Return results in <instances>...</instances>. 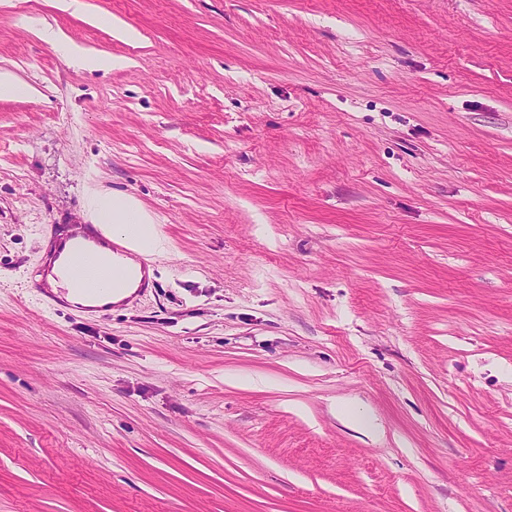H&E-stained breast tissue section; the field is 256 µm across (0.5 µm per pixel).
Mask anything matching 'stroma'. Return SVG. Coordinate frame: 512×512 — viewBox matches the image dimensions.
<instances>
[{"label": "stroma", "instance_id": "35a3bbf8", "mask_svg": "<svg viewBox=\"0 0 512 512\" xmlns=\"http://www.w3.org/2000/svg\"><path fill=\"white\" fill-rule=\"evenodd\" d=\"M1 71L0 512H512V0H0ZM112 193L152 288L45 301ZM91 220L105 241L114 242L126 252L124 261L138 271L137 278L126 288H136L144 275L148 280L154 277L151 267L141 271L138 258L160 253L163 237L153 215L138 200L126 194L99 196L93 205Z\"/></svg>", "mask_w": 512, "mask_h": 512}]
</instances>
